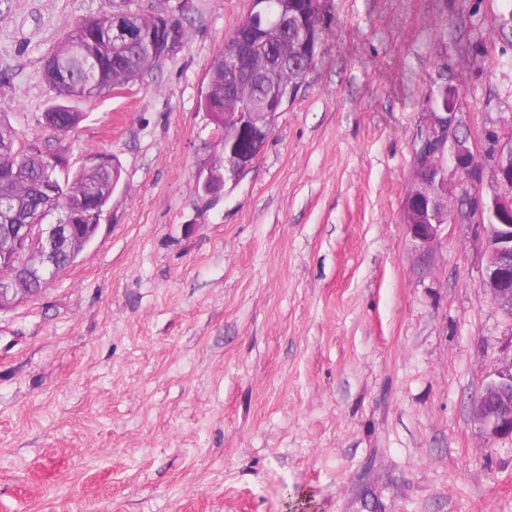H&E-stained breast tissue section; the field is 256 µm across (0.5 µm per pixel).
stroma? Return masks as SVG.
Listing matches in <instances>:
<instances>
[{
	"mask_svg": "<svg viewBox=\"0 0 512 512\" xmlns=\"http://www.w3.org/2000/svg\"><path fill=\"white\" fill-rule=\"evenodd\" d=\"M295 99L223 198L201 108L251 0H0V110L121 180L95 240L0 312V512H512V439L472 404L512 352L472 204L512 140V0H320ZM177 13L188 40L46 127L42 71L80 20ZM448 222L403 220L441 93ZM479 170L465 182L455 144Z\"/></svg>",
	"mask_w": 512,
	"mask_h": 512,
	"instance_id": "obj_1",
	"label": "stroma"
}]
</instances>
